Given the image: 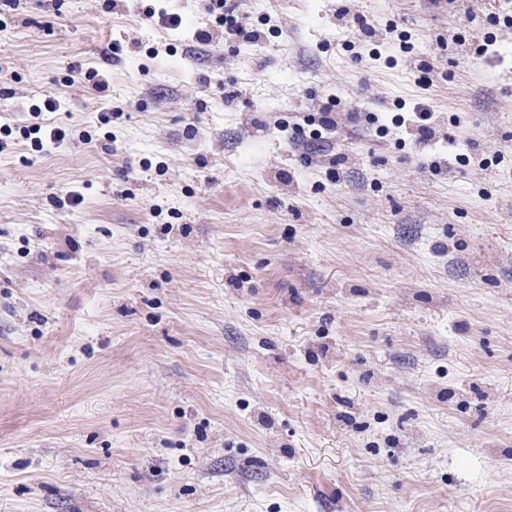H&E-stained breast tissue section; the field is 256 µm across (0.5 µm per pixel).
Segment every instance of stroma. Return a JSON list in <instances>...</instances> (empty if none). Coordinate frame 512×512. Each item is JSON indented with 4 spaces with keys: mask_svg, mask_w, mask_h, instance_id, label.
<instances>
[{
    "mask_svg": "<svg viewBox=\"0 0 512 512\" xmlns=\"http://www.w3.org/2000/svg\"><path fill=\"white\" fill-rule=\"evenodd\" d=\"M209 4L0 13V512H512V0ZM211 13L217 23L224 26V33L243 42H257L261 39L258 30L248 27L236 12L232 0H212Z\"/></svg>",
    "mask_w": 512,
    "mask_h": 512,
    "instance_id": "stroma-1",
    "label": "stroma"
}]
</instances>
